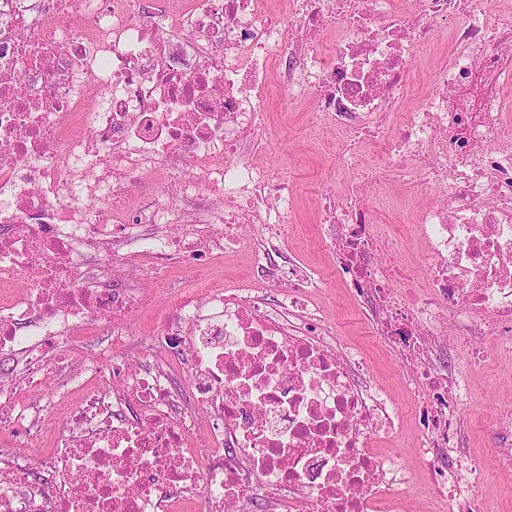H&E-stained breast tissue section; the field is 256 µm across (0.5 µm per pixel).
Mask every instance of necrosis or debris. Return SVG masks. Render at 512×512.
<instances>
[{
  "mask_svg": "<svg viewBox=\"0 0 512 512\" xmlns=\"http://www.w3.org/2000/svg\"><path fill=\"white\" fill-rule=\"evenodd\" d=\"M445 31L448 62L386 135L416 53ZM92 85L106 105H89ZM511 88L498 0H295L285 16L268 0H0V356L26 358L0 379V512H406L388 491L407 468L371 448L398 415L305 303L299 265H259L275 305L221 285L170 295L150 355H125L146 272L164 285V262L194 273L243 225L278 240L291 223L287 179L248 157L276 91L288 107L313 94V130H344L323 145L337 166L373 146V188L397 176L448 193L413 215L422 278L380 258L398 245L383 197L328 191L320 211L338 277L422 402L433 494L460 512L481 466L450 348L494 336L512 353ZM187 164L197 179L180 178ZM143 176L170 190L131 205ZM92 322L108 356L84 354ZM74 369L86 389L62 424Z\"/></svg>",
  "mask_w": 512,
  "mask_h": 512,
  "instance_id": "1",
  "label": "necrosis or debris"
}]
</instances>
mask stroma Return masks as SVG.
Instances as JSON below:
<instances>
[{"label":"stroma","instance_id":"stroma-1","mask_svg":"<svg viewBox=\"0 0 512 512\" xmlns=\"http://www.w3.org/2000/svg\"><path fill=\"white\" fill-rule=\"evenodd\" d=\"M450 55L451 37L444 34L434 47L415 57L411 68L415 90L406 101L407 107L420 105L419 87L430 82L435 67L448 61ZM312 111L313 98L309 95L289 111L269 105L265 115L267 140L252 154L257 165L283 170L295 197V216L285 230L278 262L282 265L298 263L320 275L321 282L310 295L312 303L320 307L341 343L361 353L367 369V381L390 399L399 414L397 438L381 443L379 451L410 468L413 479L409 486L395 488L394 493L408 499L410 512H433L431 484L416 458L424 431V419L399 377L395 359L372 334L353 294L337 278L332 268V258L322 246L324 226L320 222L314 188L332 183L337 190L345 191L349 187L359 186L361 178L355 170L346 176H339L333 164L324 158L318 145L319 138L312 136L309 130ZM385 194L406 203L402 209L383 207L378 212L384 223L393 225L402 246L399 253H387V260L423 267L424 244L416 225L410 224L407 212L423 205L445 203V193L439 188L429 187L410 196L402 183L396 180L387 186ZM258 233L257 225H243L240 242L225 251L223 265L210 267L198 276L194 284L201 287L220 281L231 288L263 287V280L252 273L257 260ZM164 314V297L153 295L134 315L131 325L134 357L149 354L150 339ZM481 347L487 352L488 358L471 369V398L460 411L461 418L471 428L466 443L467 452L483 467L474 495L479 512H512V477L496 472L490 458L494 446L491 419L498 409L512 404V359L497 356L495 338L485 339Z\"/></svg>","mask_w":512,"mask_h":512}]
</instances>
